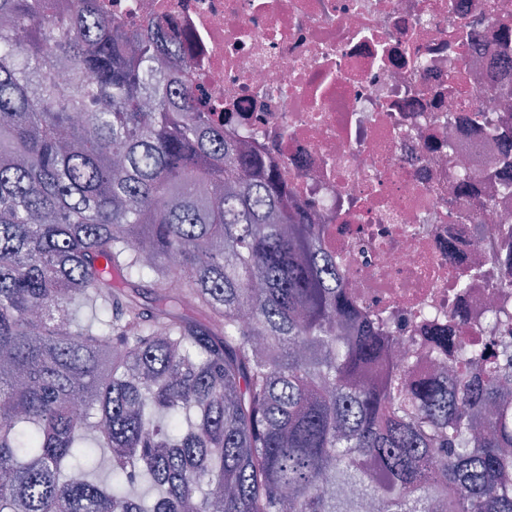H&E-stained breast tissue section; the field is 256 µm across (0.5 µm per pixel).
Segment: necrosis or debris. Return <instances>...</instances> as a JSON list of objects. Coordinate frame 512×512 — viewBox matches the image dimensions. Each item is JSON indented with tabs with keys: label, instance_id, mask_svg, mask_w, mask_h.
Segmentation results:
<instances>
[{
	"label": "necrosis or debris",
	"instance_id": "obj_1",
	"mask_svg": "<svg viewBox=\"0 0 512 512\" xmlns=\"http://www.w3.org/2000/svg\"><path fill=\"white\" fill-rule=\"evenodd\" d=\"M127 28L167 17L185 42L158 77L196 88L225 140L272 168L316 225L341 285L435 378L426 328L463 318L467 341L512 351L488 308L512 280V189L496 135L457 122L512 112V0H100ZM473 190L456 187L462 171ZM490 202L489 211L473 207ZM480 265L471 287L455 272ZM503 296V295H500ZM512 311V293L503 296Z\"/></svg>",
	"mask_w": 512,
	"mask_h": 512
}]
</instances>
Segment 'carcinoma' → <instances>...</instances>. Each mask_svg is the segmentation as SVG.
I'll return each mask as SVG.
<instances>
[{
  "label": "carcinoma",
  "mask_w": 512,
  "mask_h": 512,
  "mask_svg": "<svg viewBox=\"0 0 512 512\" xmlns=\"http://www.w3.org/2000/svg\"><path fill=\"white\" fill-rule=\"evenodd\" d=\"M166 27L0 0V512H512V359L408 383Z\"/></svg>",
  "instance_id": "obj_1"
}]
</instances>
